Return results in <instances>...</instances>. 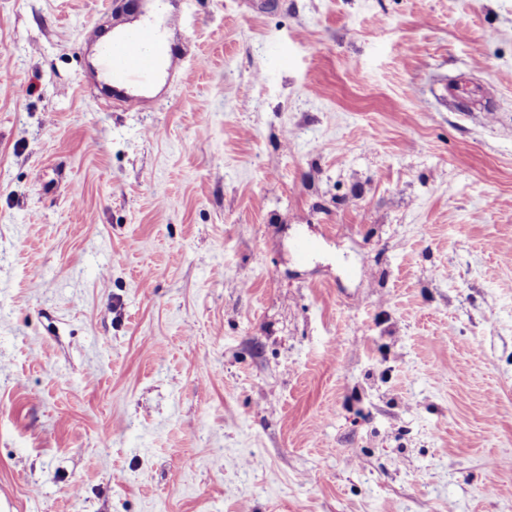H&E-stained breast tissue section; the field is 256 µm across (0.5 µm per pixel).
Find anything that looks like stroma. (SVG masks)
Wrapping results in <instances>:
<instances>
[{"mask_svg":"<svg viewBox=\"0 0 512 512\" xmlns=\"http://www.w3.org/2000/svg\"><path fill=\"white\" fill-rule=\"evenodd\" d=\"M111 3L0 0V512H512V0H145L132 110ZM105 30L98 45L99 69L115 86H143L153 80L168 52L156 31L147 24L127 27L118 36Z\"/></svg>","mask_w":512,"mask_h":512,"instance_id":"obj_1","label":"stroma"}]
</instances>
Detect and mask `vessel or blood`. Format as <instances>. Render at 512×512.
I'll list each match as a JSON object with an SVG mask.
<instances>
[{
	"mask_svg": "<svg viewBox=\"0 0 512 512\" xmlns=\"http://www.w3.org/2000/svg\"><path fill=\"white\" fill-rule=\"evenodd\" d=\"M166 53L156 31L141 24L123 29L117 36L101 34L98 64L112 85L143 86L153 80Z\"/></svg>",
	"mask_w": 512,
	"mask_h": 512,
	"instance_id": "obj_1",
	"label": "vessel or blood"
}]
</instances>
